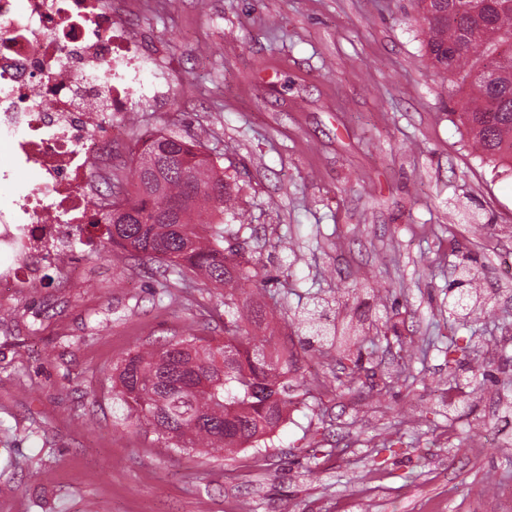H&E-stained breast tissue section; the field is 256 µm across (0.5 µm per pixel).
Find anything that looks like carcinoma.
Listing matches in <instances>:
<instances>
[{"mask_svg": "<svg viewBox=\"0 0 512 512\" xmlns=\"http://www.w3.org/2000/svg\"><path fill=\"white\" fill-rule=\"evenodd\" d=\"M428 30L426 53L441 73L464 72L469 92L460 120L479 158L512 167V0H414ZM490 56L473 71L469 61ZM128 211L103 213L112 244L149 255L179 277L224 287V338L169 341L128 355L118 369L116 398L139 426L155 430L179 448H219L235 453L258 448L283 421L294 395L288 373L295 353L272 351L274 333L259 339L247 329L265 321L268 275L245 258L244 248L224 243L225 225L242 222L234 187L192 140L157 134L132 167ZM249 301L238 304L242 287ZM301 348L328 344L368 350L365 339L330 334L318 310L300 319Z\"/></svg>", "mask_w": 512, "mask_h": 512, "instance_id": "1", "label": "carcinoma"}]
</instances>
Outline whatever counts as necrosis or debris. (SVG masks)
Listing matches in <instances>:
<instances>
[{
	"mask_svg": "<svg viewBox=\"0 0 512 512\" xmlns=\"http://www.w3.org/2000/svg\"><path fill=\"white\" fill-rule=\"evenodd\" d=\"M116 44L112 0H0V184L37 170L31 189L0 195V288L35 282L96 221L87 160L109 161L112 115L139 85Z\"/></svg>",
	"mask_w": 512,
	"mask_h": 512,
	"instance_id": "1",
	"label": "necrosis or debris"
}]
</instances>
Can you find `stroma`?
Listing matches in <instances>:
<instances>
[{"mask_svg":"<svg viewBox=\"0 0 512 512\" xmlns=\"http://www.w3.org/2000/svg\"><path fill=\"white\" fill-rule=\"evenodd\" d=\"M112 23L147 89L112 115L113 175L153 131L199 142L249 216L276 342L322 298L374 353L297 354L346 387L296 386L267 446L175 447L128 419L114 367L222 337L224 290L88 229L75 279L0 290V512H512V171L478 158L413 0H114Z\"/></svg>","mask_w":512,"mask_h":512,"instance_id":"1","label":"stroma"}]
</instances>
